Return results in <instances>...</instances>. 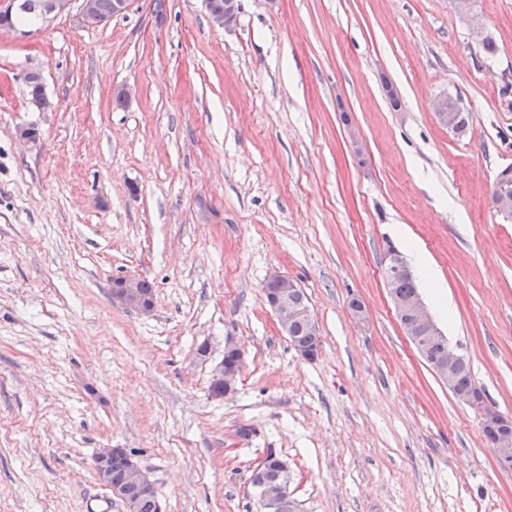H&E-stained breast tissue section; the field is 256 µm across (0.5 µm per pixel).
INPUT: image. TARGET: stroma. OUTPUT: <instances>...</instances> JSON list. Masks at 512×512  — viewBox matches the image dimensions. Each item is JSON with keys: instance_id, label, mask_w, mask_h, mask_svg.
Listing matches in <instances>:
<instances>
[{"instance_id": "35a3bbf8", "label": "stroma", "mask_w": 512, "mask_h": 512, "mask_svg": "<svg viewBox=\"0 0 512 512\" xmlns=\"http://www.w3.org/2000/svg\"><path fill=\"white\" fill-rule=\"evenodd\" d=\"M476 10L490 59L453 0H240L228 30L201 0H130L97 28L75 2L0 30V512H85L109 447L164 512H264L271 453L299 512H512L480 410L417 353L381 269L422 247L431 315L512 416V219L491 200L512 0ZM445 95L466 136L437 120ZM274 273L308 296L315 359L264 300ZM127 276L150 313L113 301ZM230 335L244 367L218 399ZM448 117L458 136L466 135L470 127V113L460 105L458 99L447 97ZM230 351H235L239 358L236 362L237 357L233 354L224 356V362L220 363L215 368L211 380L213 386L210 385V391L213 396L216 394H224V392L218 388H215L214 386L223 388L225 391V397L235 390V385L238 381L244 364V350L238 338L235 336H227L224 339V353L227 354ZM232 362H236L234 367L227 368L224 366V364H230Z\"/></svg>"}]
</instances>
